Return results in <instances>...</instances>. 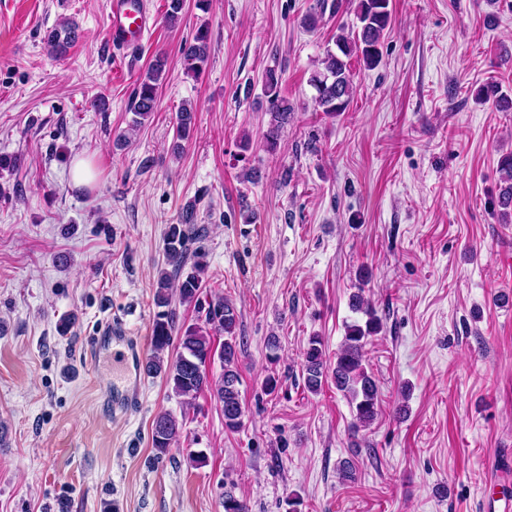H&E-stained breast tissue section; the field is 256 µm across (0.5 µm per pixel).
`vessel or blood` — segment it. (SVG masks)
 Masks as SVG:
<instances>
[{
  "mask_svg": "<svg viewBox=\"0 0 512 512\" xmlns=\"http://www.w3.org/2000/svg\"><path fill=\"white\" fill-rule=\"evenodd\" d=\"M150 29V18L142 6L133 0H111L108 30L113 43L125 48L139 46ZM106 348L112 349L126 370L123 380L108 391L106 401L113 411L125 413L139 400L140 383L131 378L130 372L140 368L142 353L136 339L118 326L105 327L91 344L89 355L97 357Z\"/></svg>",
  "mask_w": 512,
  "mask_h": 512,
  "instance_id": "1",
  "label": "vessel or blood"
}]
</instances>
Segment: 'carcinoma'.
I'll return each instance as SVG.
<instances>
[{
  "instance_id": "carcinoma-1",
  "label": "carcinoma",
  "mask_w": 512,
  "mask_h": 512,
  "mask_svg": "<svg viewBox=\"0 0 512 512\" xmlns=\"http://www.w3.org/2000/svg\"><path fill=\"white\" fill-rule=\"evenodd\" d=\"M355 22L338 27L334 39L335 48L326 49L312 72L310 84L316 90L315 104L330 116H338L349 110L355 93V72L351 60L355 59L368 70L377 68L383 59V44L391 25L390 0H357L354 8ZM77 37L76 29L66 24L62 29H53L46 35L49 47L55 53L65 51L67 45ZM210 38L208 31L199 29L192 42L182 50L185 69L195 75L208 58ZM165 72V61L161 58L148 68L140 79L128 101V111L135 115L133 122L151 116L157 107V91ZM279 75L273 68L265 71L263 94L267 99L268 112L276 123L288 120L292 112L288 101L280 96ZM479 100L495 99L508 106L509 98L499 91V86L486 83L475 93ZM195 123V108L182 106L178 113L177 138L189 137ZM501 183L496 197L498 214L503 224L512 223V153L499 160ZM204 237V228L196 224L195 205L189 204L182 214V222L171 224L165 232V255L172 270L161 272L156 286L155 301L161 307L157 312L150 336L152 356L146 364L150 374L164 373L172 384L174 393L182 403L191 406L197 395L204 390L214 393L221 404L225 428L233 431L240 427L244 409L240 399V373L238 370V345L236 328L238 312L233 302L216 294L207 305H202V274L207 266L206 253L195 243ZM192 262L186 273L187 262ZM177 293L180 303L195 304L206 308L204 325H178L174 309L170 308L172 293ZM353 312L366 317L365 322L354 321L346 325L343 341L336 351L333 364H327L323 344L319 337L309 339L302 364V379L305 388L313 393L322 389L327 379H332L336 389L348 398L354 411L353 432L371 424L379 414L378 386L363 366L365 348L369 340L382 330L363 289L351 297ZM224 336L220 347H215V336ZM178 343L177 353L170 363H164L160 354ZM220 361L223 373L217 379L210 376L209 363ZM182 423L169 413L156 417L152 428V447L158 455L168 453L180 434Z\"/></svg>"
}]
</instances>
